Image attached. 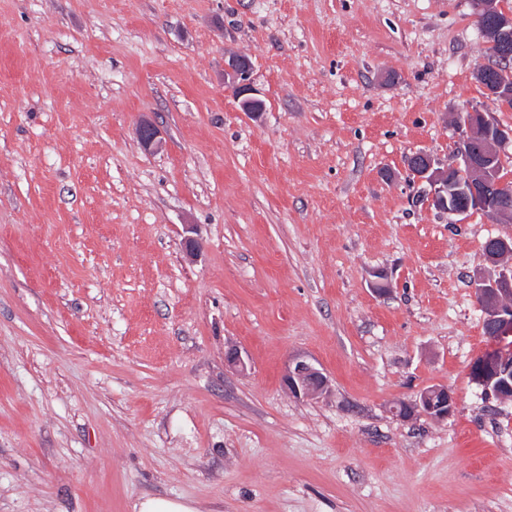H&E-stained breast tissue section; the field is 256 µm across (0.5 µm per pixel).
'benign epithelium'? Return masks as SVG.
Listing matches in <instances>:
<instances>
[{
  "mask_svg": "<svg viewBox=\"0 0 512 512\" xmlns=\"http://www.w3.org/2000/svg\"><path fill=\"white\" fill-rule=\"evenodd\" d=\"M475 17L493 49L492 63L479 66L476 81L499 106L512 111V12L498 10L492 0H472ZM232 77V89L241 110L258 113L254 105L262 103L251 86V63L244 56H232L225 63ZM460 151L443 167L435 166L433 157L423 151L407 159L412 180L433 186L432 204L450 218L464 217L480 209L499 219L512 221V184L501 176L505 155L501 148L512 144V129H505L488 119L485 113L471 109L460 114ZM142 146L151 150L158 145L157 131L145 122L138 127ZM485 258L495 268L493 277L478 280L476 299L484 318L483 326L496 348L474 359L469 367L472 383L484 391L503 377L512 379V245L495 237L485 249ZM289 394L298 399H315L328 390V379L313 363L303 357L291 359L283 375ZM456 405L454 394L445 387L426 388L415 399L394 407L404 418L428 416L446 420Z\"/></svg>",
  "mask_w": 512,
  "mask_h": 512,
  "instance_id": "1",
  "label": "benign epithelium"
}]
</instances>
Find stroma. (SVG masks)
I'll list each match as a JSON object with an SVG mask.
<instances>
[{"label": "stroma", "mask_w": 512, "mask_h": 512, "mask_svg": "<svg viewBox=\"0 0 512 512\" xmlns=\"http://www.w3.org/2000/svg\"><path fill=\"white\" fill-rule=\"evenodd\" d=\"M487 61L471 0H0V512H512V402L468 376L512 223L406 171L512 127ZM430 386L447 420L394 414ZM225 71L232 77V89L243 112L251 114L264 111V102L256 97L251 86V63L245 56H232L225 63ZM261 104L260 109H254V105ZM289 394L298 399H315L328 390V379L313 363L303 357L291 359L283 375ZM139 512H195L190 507L181 502L166 498H148L140 503Z\"/></svg>", "instance_id": "obj_1"}]
</instances>
